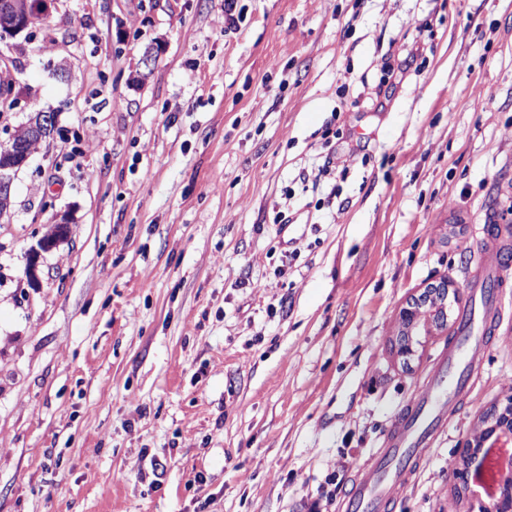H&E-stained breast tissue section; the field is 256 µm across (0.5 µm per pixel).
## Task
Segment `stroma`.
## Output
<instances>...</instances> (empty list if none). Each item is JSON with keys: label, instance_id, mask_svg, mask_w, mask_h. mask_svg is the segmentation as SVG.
<instances>
[{"label": "stroma", "instance_id": "35a3bbf8", "mask_svg": "<svg viewBox=\"0 0 512 512\" xmlns=\"http://www.w3.org/2000/svg\"><path fill=\"white\" fill-rule=\"evenodd\" d=\"M234 4L53 0L37 41L0 43L62 131L0 220V512H308L449 339L403 362L407 303L445 281L468 304L478 262L512 275V0ZM500 309L394 512H478L459 449L512 398V287ZM426 51L425 44L417 37L410 42L399 45L393 53L394 63L389 67L391 81L383 82L379 87L376 99L378 111L384 110L391 101L398 87H403L409 75L414 70V65L419 57ZM54 233L38 239L36 245L32 246L27 255L26 276L30 284L35 285L39 281L40 260L44 253L50 252L56 247L55 241L68 233V222L65 219L55 222Z\"/></svg>", "mask_w": 512, "mask_h": 512}]
</instances>
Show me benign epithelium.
I'll return each instance as SVG.
<instances>
[{"mask_svg": "<svg viewBox=\"0 0 512 512\" xmlns=\"http://www.w3.org/2000/svg\"><path fill=\"white\" fill-rule=\"evenodd\" d=\"M36 32L30 0H0V43L13 40L15 47L20 49L35 39ZM56 131L57 114L45 111L31 113L26 122L4 129L8 140L0 142V218L10 209L13 179L28 166L35 150L54 138ZM53 230V234L38 239L28 252L26 276L32 285L39 281L43 254L55 248L57 239L67 235L68 222L64 219L55 222ZM458 296V289L442 282L424 289L402 310L400 354L404 361H409L414 355L412 336L418 327H423L427 333L448 328Z\"/></svg>", "mask_w": 512, "mask_h": 512, "instance_id": "1", "label": "benign epithelium"}]
</instances>
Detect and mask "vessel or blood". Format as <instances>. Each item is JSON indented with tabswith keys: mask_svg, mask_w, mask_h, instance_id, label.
Returning <instances> with one entry per match:
<instances>
[{
	"mask_svg": "<svg viewBox=\"0 0 512 512\" xmlns=\"http://www.w3.org/2000/svg\"><path fill=\"white\" fill-rule=\"evenodd\" d=\"M471 277L482 286L479 303L464 308L458 336L441 349L424 394L396 412L378 448L357 466L342 496V512H388L391 489L413 479L423 453L447 426L457 401L469 397L470 358L485 345L480 327L493 325L499 317L494 288L505 281L506 274L479 266Z\"/></svg>",
	"mask_w": 512,
	"mask_h": 512,
	"instance_id": "1",
	"label": "vessel or blood"
}]
</instances>
